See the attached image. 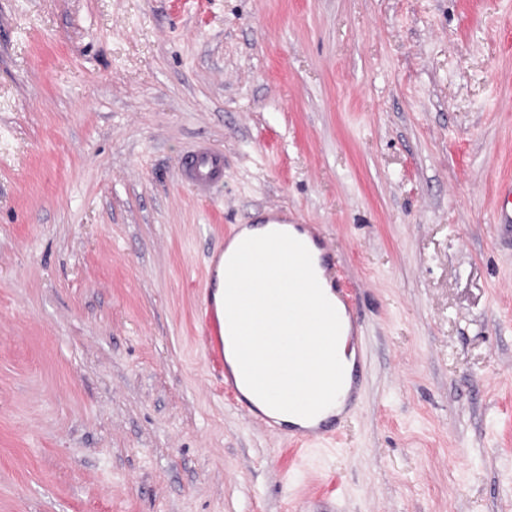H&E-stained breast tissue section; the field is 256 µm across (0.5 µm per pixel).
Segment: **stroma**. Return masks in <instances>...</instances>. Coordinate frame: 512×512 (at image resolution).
I'll use <instances>...</instances> for the list:
<instances>
[{
    "label": "stroma",
    "instance_id": "1",
    "mask_svg": "<svg viewBox=\"0 0 512 512\" xmlns=\"http://www.w3.org/2000/svg\"><path fill=\"white\" fill-rule=\"evenodd\" d=\"M507 177L512 0H0V512H512ZM274 216L361 324L302 451L194 340ZM182 176L197 188L200 195L210 194L224 184V157L198 148L185 158ZM496 228L502 235L512 236V181L500 184L496 195Z\"/></svg>",
    "mask_w": 512,
    "mask_h": 512
}]
</instances>
